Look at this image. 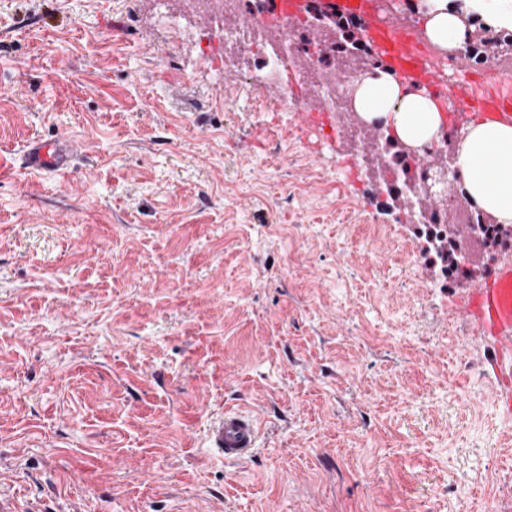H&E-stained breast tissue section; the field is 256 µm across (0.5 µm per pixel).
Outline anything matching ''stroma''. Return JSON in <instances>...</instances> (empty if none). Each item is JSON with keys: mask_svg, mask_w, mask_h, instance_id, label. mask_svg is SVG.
I'll use <instances>...</instances> for the list:
<instances>
[{"mask_svg": "<svg viewBox=\"0 0 512 512\" xmlns=\"http://www.w3.org/2000/svg\"><path fill=\"white\" fill-rule=\"evenodd\" d=\"M152 0H0V493L18 512L512 507V417L453 281ZM71 140L66 176L13 159ZM257 414L236 463L208 422Z\"/></svg>", "mask_w": 512, "mask_h": 512, "instance_id": "stroma-1", "label": "stroma"}]
</instances>
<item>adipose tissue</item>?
I'll return each instance as SVG.
<instances>
[{
  "label": "adipose tissue",
  "instance_id": "adipose-tissue-1",
  "mask_svg": "<svg viewBox=\"0 0 512 512\" xmlns=\"http://www.w3.org/2000/svg\"><path fill=\"white\" fill-rule=\"evenodd\" d=\"M426 34L441 49L458 46L466 37L461 12L448 0H421ZM355 109L364 120L386 118L394 139L417 146L432 139L443 116L424 90L408 91L388 72L365 79L356 92ZM466 194L497 223H512V123L482 121L467 126L456 147Z\"/></svg>",
  "mask_w": 512,
  "mask_h": 512
}]
</instances>
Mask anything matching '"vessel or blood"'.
Segmentation results:
<instances>
[{
    "mask_svg": "<svg viewBox=\"0 0 512 512\" xmlns=\"http://www.w3.org/2000/svg\"><path fill=\"white\" fill-rule=\"evenodd\" d=\"M339 13L358 19L371 43L396 76L426 86H446L451 109L476 121L512 120V92L476 94L470 80L448 82L439 59L420 39L416 24L391 18L379 0H329ZM73 158L69 140H31L19 157L20 169L40 173L68 170ZM466 315L482 340L492 342V364L505 387H512V263L505 262L471 286ZM259 423L250 413L225 412L212 422L207 443L227 461L244 458L256 446Z\"/></svg>",
    "mask_w": 512,
    "mask_h": 512,
    "instance_id": "b4317fda",
    "label": "vessel or blood"
}]
</instances>
